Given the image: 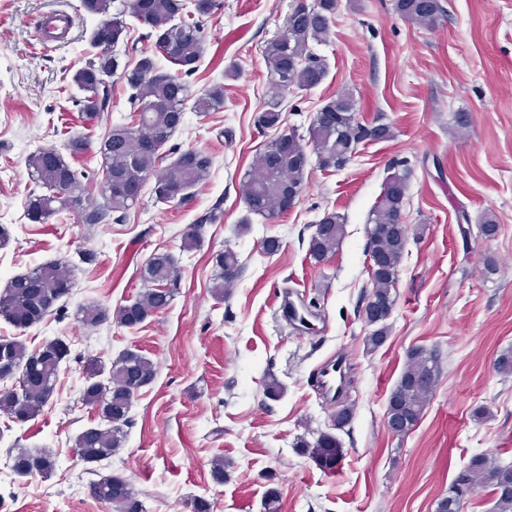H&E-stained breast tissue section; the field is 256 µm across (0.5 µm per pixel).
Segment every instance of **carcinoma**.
Wrapping results in <instances>:
<instances>
[{
  "label": "carcinoma",
  "instance_id": "1",
  "mask_svg": "<svg viewBox=\"0 0 512 512\" xmlns=\"http://www.w3.org/2000/svg\"><path fill=\"white\" fill-rule=\"evenodd\" d=\"M89 14L101 16L92 31L89 44L92 53L85 65L73 75V82L82 92L76 104L81 119L89 124L99 122L112 108V77L119 75L130 91L134 112L140 114L131 125H116L108 129L99 143L102 159L104 202L85 201L81 178L72 160L89 148L87 139L79 134L68 137L65 151H56L54 161L46 158V149L29 155L27 170L31 180L40 187L26 202V215L33 223L43 224L60 211L80 214L85 224H101L116 212L125 213L142 197L149 178L154 202L184 206L191 202L197 187L210 175L212 157L198 149L176 152L164 168L159 165L168 156L166 146L181 126L189 99V86L183 77L198 70L203 55L202 27L205 19L223 7L221 0H120L116 13H111L112 0H81ZM396 12L405 20L426 28L435 27L446 16L441 0H395ZM339 8V0H314L306 4L297 0L285 32L268 42L263 58L270 75L273 93L264 102L257 116L262 129L277 128L283 122L282 93L309 92L327 78V56L317 53L314 46L328 42L331 24ZM132 18L146 28L143 37L152 42L153 50L144 51L135 64L121 63L115 47L127 28L126 18ZM164 57L176 67L172 74L160 67L158 57ZM224 107V86L214 85L203 90L193 103L201 114L217 112ZM319 121L311 122L309 136L317 149L316 164L320 170L333 173L343 169L365 142L393 138L392 123L378 117L363 123L356 118L353 93L342 91L324 101L318 108ZM305 147L295 133H284L258 153L241 183L242 199L249 215L272 219L282 213L289 195L303 194L306 188ZM411 172L404 167L391 168L379 200L369 214L371 228L367 249L382 256L381 268L370 273L372 289L364 302L370 304L369 323L374 329L368 344L376 348L384 343L395 305L397 267L403 257L409 227L396 228L404 213L405 197ZM178 183L182 192L175 194L169 185ZM224 211L216 206L190 225L182 237V249L196 250L202 240L205 224H216ZM320 231L312 234L308 251L320 262L336 253L344 235L343 218L335 212L320 220ZM215 276L211 292L222 301L242 275L243 265L235 252L226 249L212 257ZM141 290L127 304L115 311L118 324L134 329L148 318L170 305L179 279L175 257L167 252L152 254L140 267ZM36 284L35 289L29 283ZM168 287L167 294L156 285ZM74 280L59 262L50 261L32 271L14 277L0 292V319L24 331L60 308L71 294ZM110 319L109 309L90 307L83 311L81 321L97 326ZM71 353V343L61 337L52 339L32 350L20 340H0V364L16 377L18 387H0V414L15 424H24L41 414L55 393L60 364ZM441 356L435 349L411 347L406 351L399 380L391 392L385 414L401 426L399 436L411 432L420 421L429 393L435 387L441 371ZM103 369L89 363L87 381L81 402L94 412L102 424L80 433L75 442L80 458L97 463L112 457L124 441V426L135 396L151 385L156 377L153 361L139 349H126L112 362L107 386L98 383ZM297 451L317 461L332 459L326 469H334L344 456L343 445L336 434L325 431L310 441L302 435L295 443ZM56 461L45 451L16 449L12 456V471L19 477L53 472ZM459 477L474 493L484 488L495 496V512H512V464L502 465L486 454L473 456ZM91 495L111 505L112 512H145L144 505L132 490L128 480L109 474L90 485ZM462 500L451 489L436 503L435 512H461Z\"/></svg>",
  "mask_w": 512,
  "mask_h": 512
}]
</instances>
